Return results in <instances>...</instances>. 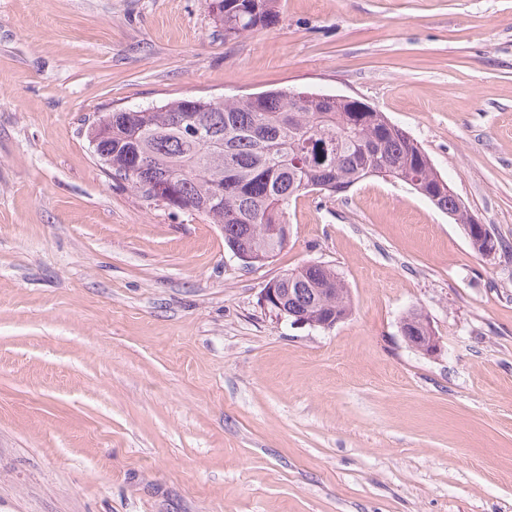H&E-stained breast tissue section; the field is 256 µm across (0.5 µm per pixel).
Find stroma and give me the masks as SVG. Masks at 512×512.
<instances>
[{"label": "stroma", "mask_w": 512, "mask_h": 512, "mask_svg": "<svg viewBox=\"0 0 512 512\" xmlns=\"http://www.w3.org/2000/svg\"><path fill=\"white\" fill-rule=\"evenodd\" d=\"M278 7L228 41L204 0H0V512H512V0ZM282 88L383 112L505 249L371 177L292 199L251 268L85 133ZM310 261L349 291L330 329L259 302ZM400 329L406 343L416 351L433 355L441 350L440 338L426 315H422L414 328L405 326L404 329L402 327ZM409 333L411 336H408Z\"/></svg>", "instance_id": "1"}]
</instances>
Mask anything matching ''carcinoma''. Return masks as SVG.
<instances>
[{
  "label": "carcinoma",
  "mask_w": 512,
  "mask_h": 512,
  "mask_svg": "<svg viewBox=\"0 0 512 512\" xmlns=\"http://www.w3.org/2000/svg\"><path fill=\"white\" fill-rule=\"evenodd\" d=\"M234 40L272 24L278 0H204ZM112 127L98 158L113 178L145 200L165 198L171 177L183 182L181 206L224 230V242L256 258L277 254L285 237L270 234L285 224L288 202L301 193H336L368 177L397 173L414 191L434 184L425 152L382 112L354 104L339 107L326 95L271 90L239 98L183 97L160 106L99 115L87 128ZM441 211L457 212V194H435ZM331 288L335 304L351 311L336 271L298 269L283 287Z\"/></svg>",
  "instance_id": "1"
}]
</instances>
